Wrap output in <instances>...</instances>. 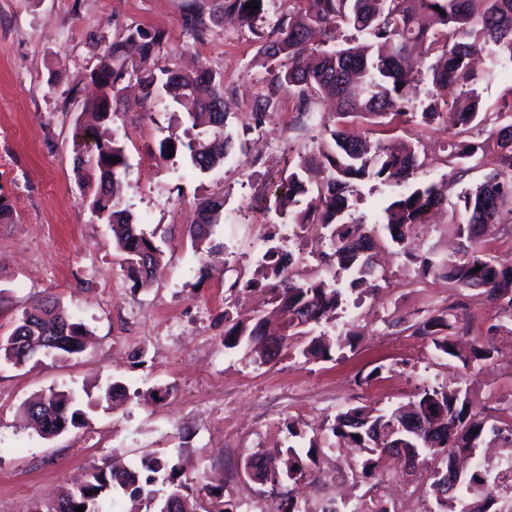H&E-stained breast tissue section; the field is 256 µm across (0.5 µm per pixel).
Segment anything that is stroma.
Returning a JSON list of instances; mask_svg holds the SVG:
<instances>
[{"mask_svg": "<svg viewBox=\"0 0 512 512\" xmlns=\"http://www.w3.org/2000/svg\"><path fill=\"white\" fill-rule=\"evenodd\" d=\"M186 0H0V195L16 219L0 224V336L21 313L54 297L89 331L85 350L12 367L0 362V512H39L84 480L93 466H131L153 454L178 468L199 504L216 500L233 512H288L297 494L321 512L331 500L367 494L402 512H431L421 495L433 464L410 473L388 469L352 483L347 448L318 449L306 461L300 484L274 488L254 482L243 461L258 452L274 457L292 439L288 423L306 437L320 435L350 404L394 407L416 400L423 388L466 379L474 410L492 412L512 400V345L501 342L497 360L483 370L434 355L410 326L434 310L459 305L471 327L469 341L486 343L493 312L482 297L456 284L424 276L418 263L377 231L373 258L383 276L379 291L347 303L321 324L330 335L352 332L353 347L328 361L305 360L295 348L269 364L254 363L244 349L224 347V316L247 319L270 312L262 288L233 286L257 275L258 260L276 244L293 252L304 275H326L329 251L320 227L292 230L262 210L263 197L286 163L296 162L326 133L327 109L299 120L292 94L281 93L264 123L250 128L251 112L268 82L257 37L240 23L209 21L203 42L183 29ZM162 28L169 41L158 67L178 64L220 72L231 91L227 128L238 145L221 168L194 170L183 155L160 159L159 145L210 137L192 128L171 99L139 104L129 98L99 133L116 134L129 169L124 205L161 251L149 287L136 286L109 224L92 211L73 168L76 155L95 150L81 114L94 88L89 74L112 43L134 28ZM455 117L432 125L409 122L395 130L358 125L368 139L402 138L427 158L421 182L447 179L448 197L475 187L494 167L497 149L486 144L479 168L451 157ZM397 193L376 181L356 183L350 217L371 227ZM223 195L224 214L212 228L217 253L192 248L188 228L196 204ZM458 214H430L411 239L414 254L450 258L466 240ZM123 383L126 395L106 403L107 386ZM74 392L88 423L44 438L25 421L23 403L49 390Z\"/></svg>", "mask_w": 512, "mask_h": 512, "instance_id": "35a3bbf8", "label": "stroma"}]
</instances>
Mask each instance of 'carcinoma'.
Returning <instances> with one entry per match:
<instances>
[{"label":"carcinoma","instance_id":"1","mask_svg":"<svg viewBox=\"0 0 512 512\" xmlns=\"http://www.w3.org/2000/svg\"><path fill=\"white\" fill-rule=\"evenodd\" d=\"M212 1L220 12L238 17L251 30L266 18L270 7V0H255L259 4L255 11L245 8L249 0H188L183 28L195 41L207 35L206 12ZM344 28L357 36L338 44L336 33ZM257 36L261 56L277 65L269 70L267 92L254 102V127L262 124L283 89L296 98V112L301 116L314 111L315 100L322 95L336 100V112L327 124L329 138L299 156L265 197L266 209L290 224L330 228L332 252L324 256L330 275L297 278L291 271V254L279 246L269 247L260 262L261 272L269 280L266 288L272 301L288 306V333L264 316L251 323L234 322L226 311L224 348L248 349L258 354L259 363L267 364L271 358L267 340L278 344V356L293 339L303 357L319 361L332 359L338 347L352 345L348 338L315 331L321 322L335 317L347 294L366 293L364 285L378 281L367 255L370 236L359 232L360 225L345 220L354 182L373 179L402 188L383 211L384 229L398 246L414 225L423 223L430 209L448 204L447 182L415 181L416 170L423 166L415 144L400 142L385 148L352 134L347 124L355 118L380 126L401 120L431 125L453 111L459 131L448 143L451 155L476 160L484 151L481 138L494 143L496 166L453 203L463 216L458 233L469 241L467 250L444 262L424 256L420 267L426 276L448 279L463 290L481 291L495 314L512 321V264L490 255L479 241L484 225L512 223V97L491 118L479 111L477 92L482 75L512 71V0H288V12ZM127 41L138 44V60L128 62L125 45L112 44L90 73L101 93L85 102L83 111L101 122L108 120L121 103L122 84L133 74L144 99L162 91L179 105H192L190 118L208 115L214 140H190L183 147L189 163L202 172L222 165L234 148V137L227 131L225 97L229 90L220 75L203 67L192 74L169 67L155 73L156 57L168 41L162 29H131ZM424 82L431 89L422 99ZM450 86L470 99L468 108L458 109L457 99L448 97ZM116 157L120 162H112ZM128 167L124 146L114 137L97 141L92 158H77L76 173L92 209L110 224L128 273L147 287L156 272L157 247L122 207ZM223 209L222 197L199 201L196 222L190 226L192 247L200 250L207 244L208 229L218 223ZM477 266L481 270H475ZM453 310L450 306L421 318L415 323V334L427 338L437 355L457 359L465 368L492 360L498 352L493 342L473 345L469 355L460 352L457 337L469 335L470 327L450 322ZM84 334L82 323L57 301L47 300L23 312L10 334L0 338V360L17 367L40 355L65 358L79 354L84 349ZM508 409L506 419L474 413L462 387L425 388L409 410L348 405L336 414L328 431L334 438L332 447L356 449L357 458L349 465L352 475L367 477L388 460L400 467L386 439L393 427L411 419L413 428L403 432L406 445L420 447L422 459L437 462L424 491L434 499L435 512H512V473L479 452L489 440L512 453V402ZM26 411L46 437L87 423L74 397L63 391H50L28 402ZM459 456L468 457L472 464L462 474L457 490L441 497L436 490ZM253 460L257 465L250 477L261 484H277L284 477L297 484L305 476V466L293 446L287 448L283 473L258 453L248 455L244 466ZM160 481L167 484L162 497L155 489ZM114 488L143 498L152 512H160L171 496L180 498L182 512H197V499L179 479L177 468L158 456H148L140 466L120 472L95 467L84 484L66 491L46 512H76L79 506L84 512H105L113 502L105 505L103 500Z\"/></svg>","mask_w":512,"mask_h":512}]
</instances>
